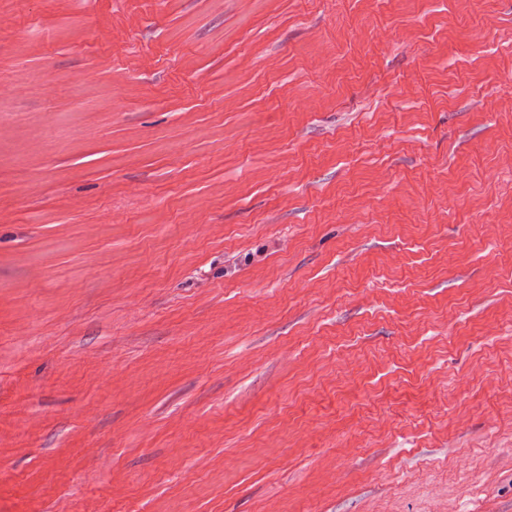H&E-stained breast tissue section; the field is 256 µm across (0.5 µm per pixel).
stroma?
<instances>
[{"instance_id": "35a3bbf8", "label": "stroma", "mask_w": 512, "mask_h": 512, "mask_svg": "<svg viewBox=\"0 0 512 512\" xmlns=\"http://www.w3.org/2000/svg\"><path fill=\"white\" fill-rule=\"evenodd\" d=\"M507 69L512 0H0V512H512Z\"/></svg>"}]
</instances>
